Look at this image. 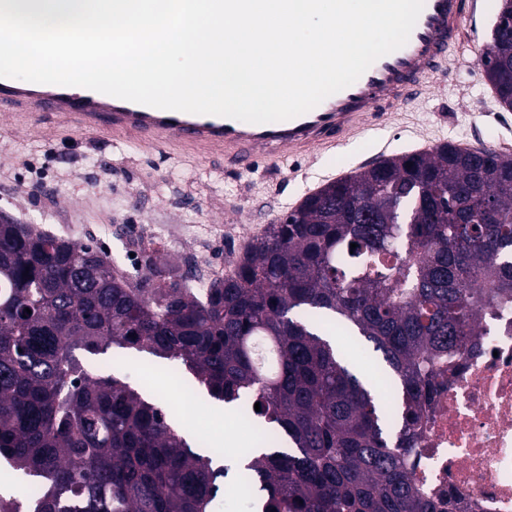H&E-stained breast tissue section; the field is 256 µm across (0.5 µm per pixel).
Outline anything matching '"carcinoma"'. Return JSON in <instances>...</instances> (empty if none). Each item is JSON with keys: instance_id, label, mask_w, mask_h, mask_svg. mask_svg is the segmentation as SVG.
<instances>
[{"instance_id": "carcinoma-1", "label": "carcinoma", "mask_w": 512, "mask_h": 512, "mask_svg": "<svg viewBox=\"0 0 512 512\" xmlns=\"http://www.w3.org/2000/svg\"><path fill=\"white\" fill-rule=\"evenodd\" d=\"M480 65L512 110V42ZM235 265L201 297L176 266L131 283L89 245L0 224V465L28 486L0 512H216L236 491L258 512H437L412 452L436 365L512 292V155L386 157L307 195ZM333 326L380 357L397 408ZM113 347L179 362L267 453L225 483L220 449L197 453L158 400L85 369Z\"/></svg>"}]
</instances>
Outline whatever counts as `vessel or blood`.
<instances>
[{"label":"vessel or blood","instance_id":"obj_1","mask_svg":"<svg viewBox=\"0 0 512 512\" xmlns=\"http://www.w3.org/2000/svg\"><path fill=\"white\" fill-rule=\"evenodd\" d=\"M475 0H424L407 43L376 60L351 86L296 118L266 124L162 110L85 89L20 84L0 77V102L19 112H57L85 134L101 132L137 145L197 156L223 154L249 169L258 161L310 154L349 141L383 110L421 92L442 68L449 43L462 41Z\"/></svg>","mask_w":512,"mask_h":512}]
</instances>
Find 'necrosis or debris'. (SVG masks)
Returning a JSON list of instances; mask_svg holds the SVG:
<instances>
[{
	"label": "necrosis or debris",
	"mask_w": 512,
	"mask_h": 512,
	"mask_svg": "<svg viewBox=\"0 0 512 512\" xmlns=\"http://www.w3.org/2000/svg\"><path fill=\"white\" fill-rule=\"evenodd\" d=\"M477 347L454 356L414 458L448 512H512V300L477 314Z\"/></svg>",
	"instance_id": "necrosis-or-debris-1"
}]
</instances>
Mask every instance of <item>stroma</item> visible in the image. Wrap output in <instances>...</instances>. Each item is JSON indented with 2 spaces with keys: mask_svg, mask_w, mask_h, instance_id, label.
<instances>
[{
  "mask_svg": "<svg viewBox=\"0 0 512 512\" xmlns=\"http://www.w3.org/2000/svg\"><path fill=\"white\" fill-rule=\"evenodd\" d=\"M500 5L480 0L467 21L465 44L449 48L447 67L415 99L392 107L380 125L312 156L238 169L220 157L143 149L107 133L87 135L51 112L27 127L0 120V214L100 247L132 280L144 260L135 240L148 225L166 227L163 263L185 272L199 255L222 268L241 249L225 225L262 232L340 172L359 168L382 142H391L395 154L473 141L512 154V111L501 106L478 71ZM120 373L158 396L191 445L223 446L228 431L238 433L243 446L256 445L255 428L233 408L216 420V401L190 387L178 362L135 360Z\"/></svg>",
  "mask_w": 512,
  "mask_h": 512,
  "instance_id": "obj_1",
  "label": "stroma"
}]
</instances>
